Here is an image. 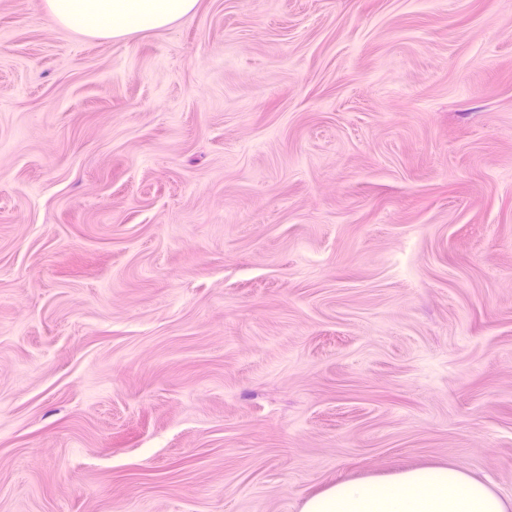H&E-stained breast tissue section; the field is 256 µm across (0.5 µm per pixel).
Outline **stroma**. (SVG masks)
<instances>
[{
	"label": "stroma",
	"mask_w": 512,
	"mask_h": 512,
	"mask_svg": "<svg viewBox=\"0 0 512 512\" xmlns=\"http://www.w3.org/2000/svg\"><path fill=\"white\" fill-rule=\"evenodd\" d=\"M512 499V0H0V512ZM199 0H46L51 15L87 36L122 38L159 30L189 15ZM491 486L451 465L407 468L385 479L338 481L300 512H510Z\"/></svg>",
	"instance_id": "1"
}]
</instances>
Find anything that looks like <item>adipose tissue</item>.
<instances>
[{
    "mask_svg": "<svg viewBox=\"0 0 512 512\" xmlns=\"http://www.w3.org/2000/svg\"><path fill=\"white\" fill-rule=\"evenodd\" d=\"M199 0H46L51 15L87 36L122 38L159 30ZM300 512H512L491 486L451 465L407 468L385 479L339 481Z\"/></svg>",
    "mask_w": 512,
    "mask_h": 512,
    "instance_id": "ef3b65f1",
    "label": "adipose tissue"
}]
</instances>
